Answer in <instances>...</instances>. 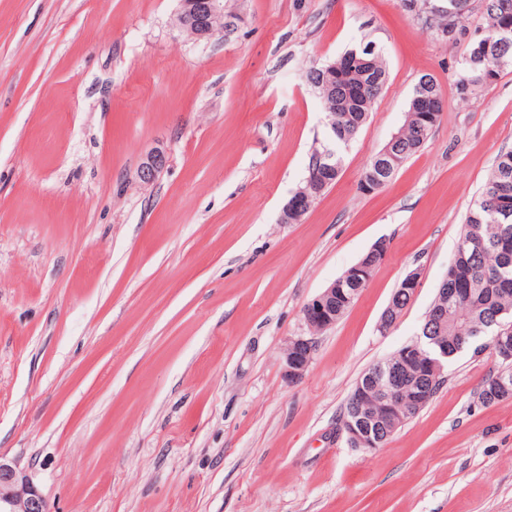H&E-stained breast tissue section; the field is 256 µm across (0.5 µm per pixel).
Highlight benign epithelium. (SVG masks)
Returning a JSON list of instances; mask_svg holds the SVG:
<instances>
[{
	"label": "benign epithelium",
	"instance_id": "1",
	"mask_svg": "<svg viewBox=\"0 0 512 512\" xmlns=\"http://www.w3.org/2000/svg\"><path fill=\"white\" fill-rule=\"evenodd\" d=\"M181 9L176 16V27L187 36L198 40L209 39L217 28L213 19L224 18V0H180ZM362 63L358 54H344L338 61L328 63V69H341L354 73ZM445 99H436L429 93L413 97L411 109L415 112H435L445 110ZM169 152L161 147L149 151L137 168V177L141 184H154L168 167ZM309 195L306 192L293 194L282 208L280 221L283 224L300 222L308 210ZM372 264L355 266V276L369 278V272L376 270L385 257L382 245L370 251ZM342 289L331 285L306 304L305 320L316 322L322 332L336 324V293ZM512 333L504 328L492 337L494 354L503 362L512 361V347L505 344L504 336ZM429 352L423 353L409 349L404 362L396 368L378 369L358 379L352 392L353 400L365 401L370 393L377 392L385 402V411L380 415H366L354 410L341 423L339 431L347 436L356 448L376 449L391 430V420L401 416L396 407L404 405L397 397V390L404 381H412L416 392L413 404L420 406L430 401L427 391L434 384L444 385L448 369V345L432 337L428 341ZM316 348L313 336H298L288 340L282 351V362L288 380L302 378L308 370ZM0 512H49L46 499L33 484L28 474L14 462L0 455Z\"/></svg>",
	"mask_w": 512,
	"mask_h": 512
}]
</instances>
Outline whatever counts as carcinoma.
Segmentation results:
<instances>
[{"instance_id":"obj_1","label":"carcinoma","mask_w":512,"mask_h":512,"mask_svg":"<svg viewBox=\"0 0 512 512\" xmlns=\"http://www.w3.org/2000/svg\"><path fill=\"white\" fill-rule=\"evenodd\" d=\"M484 26L471 36L465 57L461 61L462 76L457 82L458 93L466 98L475 87L490 82L512 68V0H481ZM369 50H358L366 60L361 72L351 77L328 75L316 66L304 74L305 82L320 99L326 120L336 124V158L331 172L317 176L320 194H325L336 182L342 163V146L349 143L366 122L373 105L382 93L388 72L379 50H370L374 43H365ZM484 48L485 63L479 66L482 75L471 71L475 49ZM330 84L336 92H323ZM434 129L421 112H407L403 131L387 142L398 164L387 171L380 167L382 159L374 155L363 180L372 190L390 183L401 165L418 152L429 140ZM448 283L457 289L452 295L436 294L433 304L448 308V321L432 329L440 340L448 343V351L465 349L481 336L491 335L497 325L512 326V151L496 155L488 177L465 214L455 252L445 274ZM403 278L394 289L389 304L381 316L379 331L386 332L395 318L414 295L413 286ZM336 287L345 295L336 296V311L345 313L367 287L345 271L336 279ZM498 374L488 376L481 386L480 399L486 405L512 399V389L500 394L495 391Z\"/></svg>"}]
</instances>
